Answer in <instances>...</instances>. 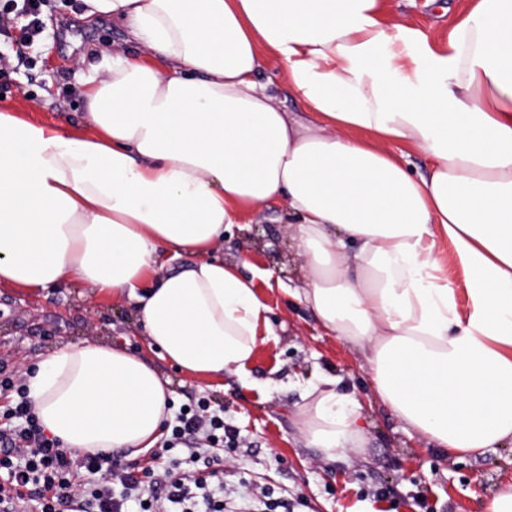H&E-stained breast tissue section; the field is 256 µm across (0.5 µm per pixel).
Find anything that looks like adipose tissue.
Returning a JSON list of instances; mask_svg holds the SVG:
<instances>
[{"instance_id": "1", "label": "adipose tissue", "mask_w": 512, "mask_h": 512, "mask_svg": "<svg viewBox=\"0 0 512 512\" xmlns=\"http://www.w3.org/2000/svg\"><path fill=\"white\" fill-rule=\"evenodd\" d=\"M82 4L137 47L90 67L84 133L0 109V284L89 289L179 370L244 375L267 273L217 252L277 202L302 261L288 295L361 352L406 432L450 457L512 446V0H477L441 51L386 23L384 0ZM271 60L304 116L260 81ZM339 383L304 381L296 422L346 464L368 438ZM27 386L46 433L83 453L156 447L170 415L169 380L104 341L57 347Z\"/></svg>"}]
</instances>
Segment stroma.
Wrapping results in <instances>:
<instances>
[{"instance_id":"1","label":"stroma","mask_w":512,"mask_h":512,"mask_svg":"<svg viewBox=\"0 0 512 512\" xmlns=\"http://www.w3.org/2000/svg\"><path fill=\"white\" fill-rule=\"evenodd\" d=\"M385 9L388 19L406 21L431 44H447L448 22L436 18L426 0H385ZM40 19L35 38L27 37V20L16 13L8 36L0 35V56L10 61L0 71V103L38 124L66 122L83 130V67L98 63L107 44L123 43L124 28L109 17L83 19L81 0H43ZM282 214L278 204L245 214L246 230L226 232L221 249L242 273L259 267L271 274L256 283L270 308L272 333L260 337L249 366L252 388L232 375L204 380L176 369L147 351L126 309L77 286L1 285L0 359L25 368L59 344L107 339L145 352L170 380L175 407L206 398L235 429L239 446L224 455L225 482L237 489L263 485L277 500L304 497L302 512H485L498 487L512 480V449L477 459L445 457L409 435L380 401H369L359 351L325 335L284 290L299 283L301 270ZM321 372L367 401L369 446L346 466L321 459L299 439L294 414L300 392L293 382Z\"/></svg>"}]
</instances>
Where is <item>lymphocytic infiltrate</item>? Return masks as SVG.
I'll use <instances>...</instances> for the list:
<instances>
[{"instance_id":"1","label":"lymphocytic infiltrate","mask_w":512,"mask_h":512,"mask_svg":"<svg viewBox=\"0 0 512 512\" xmlns=\"http://www.w3.org/2000/svg\"><path fill=\"white\" fill-rule=\"evenodd\" d=\"M2 392L16 398L0 411V512H224L214 479L237 438L206 399L179 412L143 466L63 447L39 423L22 369L0 361Z\"/></svg>"}]
</instances>
